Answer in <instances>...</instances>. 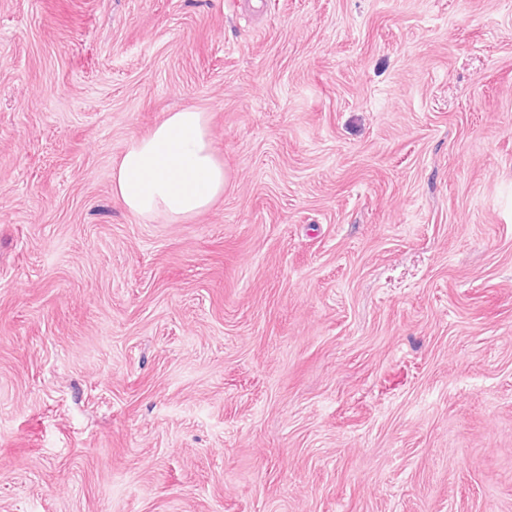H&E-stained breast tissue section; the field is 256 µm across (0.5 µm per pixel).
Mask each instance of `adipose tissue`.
I'll list each match as a JSON object with an SVG mask.
<instances>
[{"mask_svg":"<svg viewBox=\"0 0 512 512\" xmlns=\"http://www.w3.org/2000/svg\"><path fill=\"white\" fill-rule=\"evenodd\" d=\"M224 164L212 146L206 113H166L132 139L112 169V193L135 216L172 222L208 210L224 193Z\"/></svg>","mask_w":512,"mask_h":512,"instance_id":"1","label":"adipose tissue"}]
</instances>
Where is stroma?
<instances>
[{"label":"stroma","mask_w":512,"mask_h":512,"mask_svg":"<svg viewBox=\"0 0 512 512\" xmlns=\"http://www.w3.org/2000/svg\"><path fill=\"white\" fill-rule=\"evenodd\" d=\"M0 512H512V0H0ZM224 164L212 146L205 112H167L146 136L132 139L112 169V194L135 216L178 222L224 195Z\"/></svg>","instance_id":"obj_1"}]
</instances>
